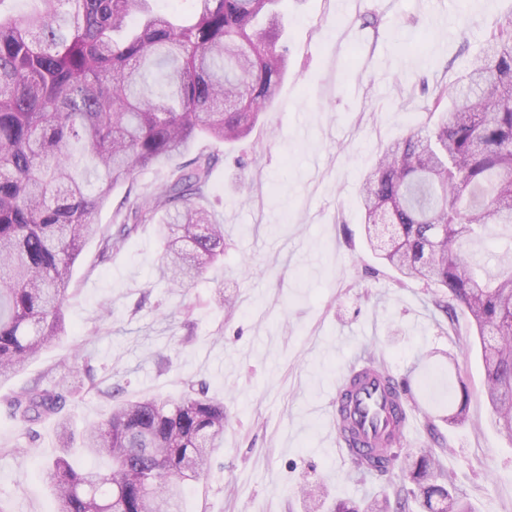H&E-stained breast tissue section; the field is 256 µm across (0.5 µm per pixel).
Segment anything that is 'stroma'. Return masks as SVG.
<instances>
[{"label": "stroma", "instance_id": "stroma-1", "mask_svg": "<svg viewBox=\"0 0 512 512\" xmlns=\"http://www.w3.org/2000/svg\"><path fill=\"white\" fill-rule=\"evenodd\" d=\"M512 0H288L282 41L288 73L250 139L201 138L193 153L218 158L203 204L224 226V258L186 288L156 271L161 242L141 225L101 259L78 257L63 307L68 334L0 382V512H53L42 469L60 452L58 419L24 428L10 403L22 390L80 389L68 403L73 429L97 422L114 388L131 398L176 399L206 384L224 402V444L183 512H331L408 480L399 469L367 475L336 447L329 411L355 357L408 382L416 407L404 446L441 455L472 512H512V440L492 424L469 318L454 321L427 289L400 287L366 238L358 206L365 173L382 149L434 121L432 90L452 85L499 25ZM162 166L135 172L95 215L116 231L127 196H149ZM233 301L216 303L217 293ZM465 381L467 420L444 422L448 396Z\"/></svg>", "mask_w": 512, "mask_h": 512}]
</instances>
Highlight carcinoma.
<instances>
[{
    "mask_svg": "<svg viewBox=\"0 0 512 512\" xmlns=\"http://www.w3.org/2000/svg\"><path fill=\"white\" fill-rule=\"evenodd\" d=\"M0 0V380L66 335L63 305L72 268L98 241L100 256L157 225L158 277L187 288L224 256V225L199 199L215 157L198 154L171 169L159 194L133 201L126 222L105 235L94 215L138 169L166 166L202 137L241 143L277 98L288 72L282 0H191L180 23L152 0H40L26 19ZM449 96L428 103L440 117L410 131L365 174L359 207L367 229L391 226L382 259L398 282L434 288L433 307L453 322L466 314L478 336L492 420L512 439V255L489 275L471 244L512 224V23L500 27ZM81 435L105 456V471L78 470L67 455L46 465L55 512H182L184 486L200 479L224 441V404L205 386L175 400L123 399ZM469 392L449 401L450 424L466 420ZM67 396L32 389L11 402L31 425L61 414ZM354 460L389 471L400 461L406 494L336 512H471L439 463L446 446Z\"/></svg>",
    "mask_w": 512,
    "mask_h": 512,
    "instance_id": "obj_1",
    "label": "carcinoma"
}]
</instances>
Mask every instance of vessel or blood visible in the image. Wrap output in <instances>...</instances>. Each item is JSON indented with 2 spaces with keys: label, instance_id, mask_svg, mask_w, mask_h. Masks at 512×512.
<instances>
[{
  "label": "vessel or blood",
  "instance_id": "b4317fda",
  "mask_svg": "<svg viewBox=\"0 0 512 512\" xmlns=\"http://www.w3.org/2000/svg\"><path fill=\"white\" fill-rule=\"evenodd\" d=\"M336 404L332 415L337 429H352L362 452L378 443L385 428H394L403 436L411 426L412 409L403 392H387L362 365L344 370L336 389Z\"/></svg>",
  "mask_w": 512,
  "mask_h": 512
}]
</instances>
